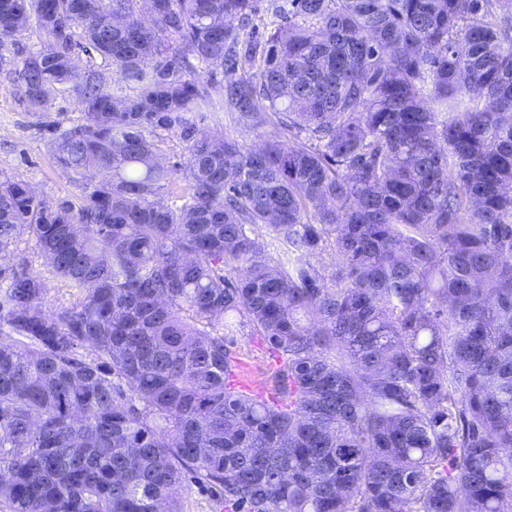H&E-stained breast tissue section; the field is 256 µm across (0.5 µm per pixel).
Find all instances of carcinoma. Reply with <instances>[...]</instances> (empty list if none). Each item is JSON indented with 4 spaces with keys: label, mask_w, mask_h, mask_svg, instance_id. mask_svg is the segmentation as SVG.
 Here are the masks:
<instances>
[{
    "label": "carcinoma",
    "mask_w": 512,
    "mask_h": 512,
    "mask_svg": "<svg viewBox=\"0 0 512 512\" xmlns=\"http://www.w3.org/2000/svg\"><path fill=\"white\" fill-rule=\"evenodd\" d=\"M140 2L0 0V57L43 36L28 110L80 104L51 153L82 185L0 172V506L512 512V0H268L262 35L259 0ZM219 69L261 146L192 121ZM24 235L77 300L43 309ZM245 322L271 399L231 384ZM158 133H160V137L156 138L158 148L168 165L183 162L184 149L179 138L167 131H158ZM235 340L236 346L240 348L242 352L248 353L251 360L258 368H265L269 362H273L266 345L249 325L244 324V326L241 327L235 336ZM180 495L181 512H232L224 507V501H217L215 497L194 483H188L178 491Z\"/></svg>",
    "instance_id": "cac0c4a2"
}]
</instances>
